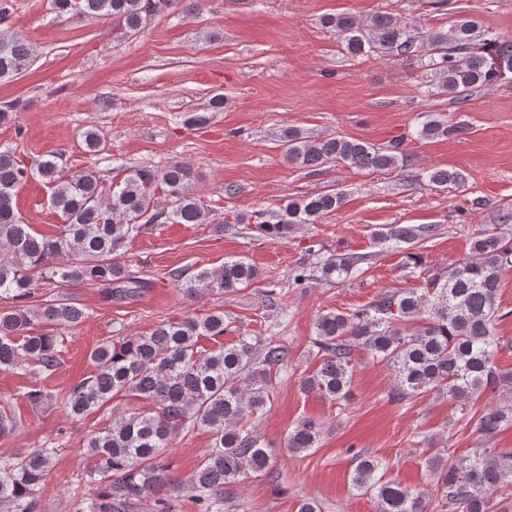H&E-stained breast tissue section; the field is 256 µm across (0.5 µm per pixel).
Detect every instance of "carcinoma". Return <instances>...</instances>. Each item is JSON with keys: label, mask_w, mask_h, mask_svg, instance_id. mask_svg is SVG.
Returning <instances> with one entry per match:
<instances>
[{"label": "carcinoma", "mask_w": 512, "mask_h": 512, "mask_svg": "<svg viewBox=\"0 0 512 512\" xmlns=\"http://www.w3.org/2000/svg\"><path fill=\"white\" fill-rule=\"evenodd\" d=\"M182 4L194 11V0H54L59 14L74 9L91 19L118 22L123 36L137 35L147 18L163 8ZM322 24L336 31L352 56L378 53L428 61L434 86L457 100L478 88L495 85L512 72V40L492 36L472 17L446 30L422 26L414 18L378 14L365 24L347 14L326 16ZM32 49L17 36L0 35V80L11 79L32 62ZM469 126L434 119L422 124L420 137L463 135ZM86 152L101 155L103 137L91 128L83 134ZM281 146L288 162L320 169L333 163L358 171L397 168L399 146L381 149L341 136L309 140L291 127L283 131ZM50 189L49 205L61 218L55 235L32 230L15 210L17 187L32 171L8 152H0V296L13 306L0 311V369L27 363L51 373L60 364L58 337L36 331L40 323L59 329L74 328L87 318L73 303H50L39 310L27 305L44 286L89 282L103 287L105 298H132L149 287L128 274L120 248L144 231L162 224H204L207 213L201 199L185 194L192 170L179 161L162 168L138 166L117 184L104 186L91 169L61 173L55 158L36 168ZM430 185L439 189L463 181L456 170L426 171ZM171 198L158 207L156 193ZM345 193L329 192L288 200L271 211L256 212L258 228L272 238H283L301 224H313L339 210ZM436 225H393L379 239L402 249L405 267L420 266L412 246L434 236ZM474 255L454 262L448 272L428 280L422 293L381 292L362 309L329 310L318 315L312 345L319 365L300 382L304 392H317L341 405L348 400L353 380L352 350L364 349L392 372L391 398L399 403L426 394L446 397L463 416L475 422L486 441L512 427V371L495 366L503 341L495 322L509 316L498 303L500 273L512 266V238L479 232ZM364 256L328 257L322 276L345 281L359 272ZM258 279L255 266L230 259L217 270L204 269L182 287L193 299L214 292L234 293ZM227 331L224 313L188 317L158 325L148 334L95 347L90 360L95 371L73 386L63 400L80 416L107 405L121 392L140 399L149 408L120 415L113 423L88 436L91 461L88 477L92 492L82 496L77 512H179L180 505L163 492L171 482L167 453L170 441L191 428L211 433L191 479L190 500L195 512H224V487L270 465V454L248 417L264 413L276 384V370L288 359V347L274 336H238L235 343L201 352V336L218 338ZM492 395V405L471 412L474 397ZM321 424L299 420L288 432L285 448L299 454L319 447ZM58 448L53 442L0 460V507L6 512H36L38 488L52 468ZM353 483L376 500L377 512H427L425 493L386 478L388 463L378 456L355 454ZM423 463L433 478L434 492L448 512H509L489 492L512 486V452L476 448L451 458L440 448L425 450Z\"/></svg>", "instance_id": "1"}]
</instances>
